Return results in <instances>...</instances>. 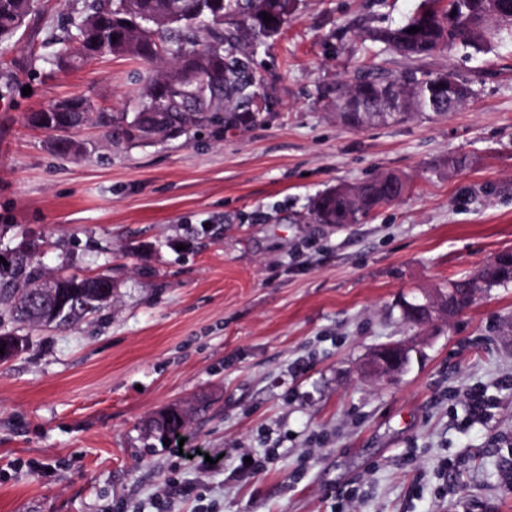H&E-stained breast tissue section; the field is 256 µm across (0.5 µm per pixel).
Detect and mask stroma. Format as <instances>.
Instances as JSON below:
<instances>
[{"label": "stroma", "instance_id": "1", "mask_svg": "<svg viewBox=\"0 0 512 512\" xmlns=\"http://www.w3.org/2000/svg\"><path fill=\"white\" fill-rule=\"evenodd\" d=\"M418 3L298 0L257 55L278 100L260 123L133 148L89 124L82 157L29 113L122 111L143 66L47 59L81 0H37L0 42V249L31 239L47 274L112 278L104 309L23 330L0 364V512H512V283L419 328L400 308L512 250V37L418 60L473 90L442 117L354 130L314 98L404 68L365 36ZM454 154L472 166L449 171ZM385 172L409 190L367 223L309 220L318 193ZM388 341L411 360L386 383L363 366ZM173 406L223 468L148 445Z\"/></svg>", "mask_w": 512, "mask_h": 512}]
</instances>
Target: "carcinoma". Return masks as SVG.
Wrapping results in <instances>:
<instances>
[{"mask_svg":"<svg viewBox=\"0 0 512 512\" xmlns=\"http://www.w3.org/2000/svg\"><path fill=\"white\" fill-rule=\"evenodd\" d=\"M512 0H421L402 26L379 27L368 39L406 59H419L458 46L485 50L505 32H512V14L499 4ZM35 9V0H0V41L13 37ZM297 9V0H83L79 15L68 21L67 34L51 42L52 57L62 68L105 55L123 56L161 66L140 77L126 109L115 114L94 111L90 100L73 97L32 113L30 121L56 133L54 148L81 156L85 144L75 138L84 125L96 122L114 145L137 146L189 135L197 127L229 132L246 129L277 104L274 82L257 67L259 49L275 40ZM271 21L263 20V15ZM419 28L416 33L407 29ZM453 75L406 68L395 73L358 74L335 86L320 87L317 97L336 111L346 126L370 125L367 112L400 106L409 119L448 114L439 79ZM408 183L386 173L354 185H337L313 197L309 218L317 224H363L382 206L398 201ZM23 240L7 250L0 262V304L9 319L39 328L48 321L55 298L45 292L49 282L68 292L69 300L53 322L70 326L103 309L109 299L104 286L109 276L92 278L45 276ZM483 272L469 281L450 280L458 289L456 311L467 308L476 293L512 282V265L501 266L494 280ZM186 422L165 428L146 424L145 437L163 442L176 437Z\"/></svg>","mask_w":512,"mask_h":512,"instance_id":"carcinoma-1","label":"carcinoma"}]
</instances>
